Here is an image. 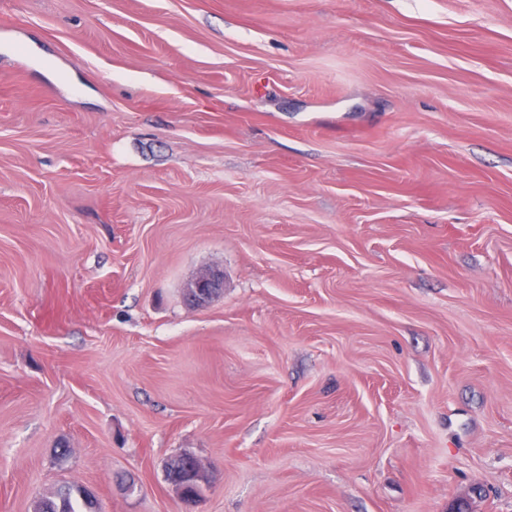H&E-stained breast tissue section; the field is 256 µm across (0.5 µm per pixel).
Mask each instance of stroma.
Segmentation results:
<instances>
[{"label":"stroma","mask_w":512,"mask_h":512,"mask_svg":"<svg viewBox=\"0 0 512 512\" xmlns=\"http://www.w3.org/2000/svg\"><path fill=\"white\" fill-rule=\"evenodd\" d=\"M65 483L512 512V0H0V512ZM223 288V277L216 271L200 275L188 288V300L197 307H203ZM197 465V459L191 453L180 454L168 463L166 479L169 483L187 486L191 496L199 497L202 493V484L193 482Z\"/></svg>","instance_id":"35a3bbf8"}]
</instances>
